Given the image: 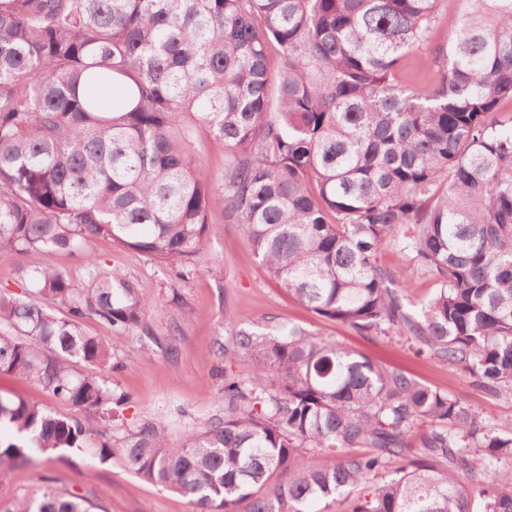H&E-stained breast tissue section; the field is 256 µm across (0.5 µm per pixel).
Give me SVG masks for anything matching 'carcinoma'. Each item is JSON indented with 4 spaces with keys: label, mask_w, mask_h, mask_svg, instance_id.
<instances>
[{
    "label": "carcinoma",
    "mask_w": 512,
    "mask_h": 512,
    "mask_svg": "<svg viewBox=\"0 0 512 512\" xmlns=\"http://www.w3.org/2000/svg\"><path fill=\"white\" fill-rule=\"evenodd\" d=\"M438 2L0 0V253L106 237L182 279L206 272L218 211L315 314L406 336L512 395V0H464L427 57L430 86L406 88L398 74L430 43ZM102 84L123 88L119 108H102ZM199 135L230 155L218 186ZM385 244L401 265L381 263ZM84 258L83 286L44 263L24 271L27 295L0 292V372L97 428L0 394V430L23 439L0 444V481L35 448L115 461L194 512H327L317 505L354 492L351 512H512V423L296 326L225 321L224 352L254 369H216L224 409L181 447L161 419L114 433L127 396L105 375L121 361L83 323L158 344L155 301ZM422 276L437 288L416 316ZM98 509L51 484L0 503Z\"/></svg>",
    "instance_id": "1"
}]
</instances>
